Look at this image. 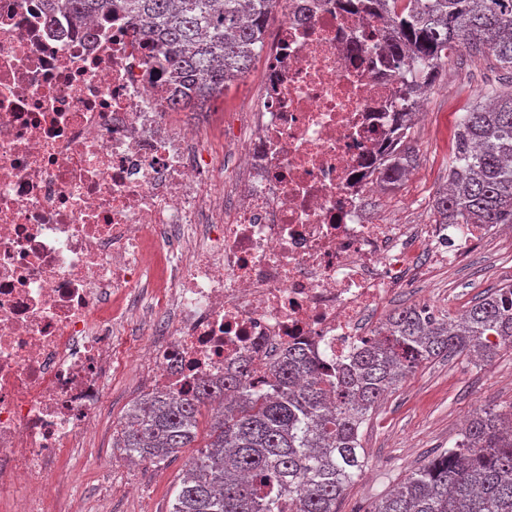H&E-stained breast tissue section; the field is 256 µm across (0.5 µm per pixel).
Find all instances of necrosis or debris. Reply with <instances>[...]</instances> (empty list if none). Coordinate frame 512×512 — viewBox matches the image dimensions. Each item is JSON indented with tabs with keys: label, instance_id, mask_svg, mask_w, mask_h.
<instances>
[{
	"label": "necrosis or debris",
	"instance_id": "necrosis-or-debris-1",
	"mask_svg": "<svg viewBox=\"0 0 512 512\" xmlns=\"http://www.w3.org/2000/svg\"><path fill=\"white\" fill-rule=\"evenodd\" d=\"M262 93L224 115L226 169L132 27L0 0V512H44L62 449L92 431L123 366L182 395L245 357L334 365L371 335L410 256L438 265L479 224L368 215L401 78L382 22L347 0H276Z\"/></svg>",
	"mask_w": 512,
	"mask_h": 512
}]
</instances>
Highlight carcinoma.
<instances>
[{
    "mask_svg": "<svg viewBox=\"0 0 512 512\" xmlns=\"http://www.w3.org/2000/svg\"><path fill=\"white\" fill-rule=\"evenodd\" d=\"M73 19L123 13L134 38L156 49L179 86L172 109L224 93L259 53L272 0H48ZM383 21L386 60L411 62L376 170L388 186L411 168L406 139L415 99L463 45L512 72V0H354ZM488 106L465 112L433 203L437 224H512V82L491 86ZM512 349V283L454 318L409 307L389 316L353 363L339 370L293 347L262 364L244 358L189 395L155 394L125 412L115 447L161 463L198 439L202 409L218 406L170 512H339L365 466L361 427L382 396L445 353L489 361ZM374 512H512V406L476 413L455 446L411 473Z\"/></svg>",
    "mask_w": 512,
    "mask_h": 512,
    "instance_id": "1",
    "label": "carcinoma"
}]
</instances>
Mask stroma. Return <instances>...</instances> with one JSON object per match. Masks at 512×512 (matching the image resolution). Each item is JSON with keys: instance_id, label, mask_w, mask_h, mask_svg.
Wrapping results in <instances>:
<instances>
[{"instance_id": "1", "label": "stroma", "mask_w": 512, "mask_h": 512, "mask_svg": "<svg viewBox=\"0 0 512 512\" xmlns=\"http://www.w3.org/2000/svg\"><path fill=\"white\" fill-rule=\"evenodd\" d=\"M264 56H256L248 73L224 94L201 106L180 109L175 118L208 125L215 144L223 142L225 113L243 111L247 97L260 85ZM447 67L454 80L438 75L429 98L430 115L415 122L410 143L415 150L412 176L395 195H404L412 207H432L448 178L457 122L471 106L481 102V88L501 82L505 73L493 60L466 49L450 53ZM512 281V250L481 241L462 266L434 270L420 291H406L386 307L387 313L414 307L422 301L442 313L470 308L492 288ZM127 367L113 376L94 435L82 447L67 449L60 457L49 491V512H68L78 502L82 512H167L174 489L180 485L194 448L181 449L176 458L156 465L125 466L126 458L112 445L127 408L141 392L143 364L137 352L126 356ZM512 404V352L489 361L473 362L448 354L420 366L389 393L361 429L366 467L353 479L340 512H371L413 471L454 446L481 406Z\"/></svg>"}]
</instances>
